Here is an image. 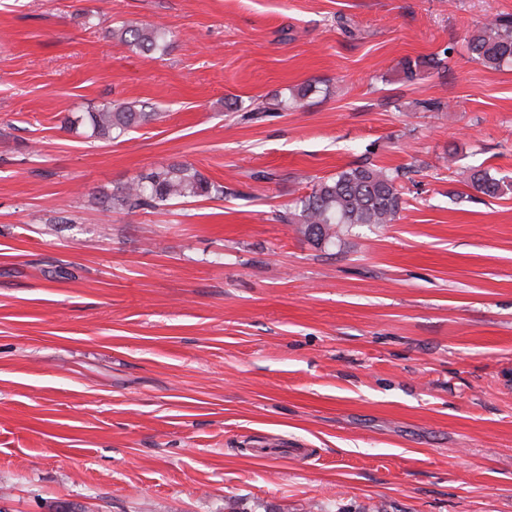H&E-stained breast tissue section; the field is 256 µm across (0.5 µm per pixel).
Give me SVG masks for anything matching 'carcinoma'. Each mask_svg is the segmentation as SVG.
<instances>
[{"instance_id": "1", "label": "carcinoma", "mask_w": 512, "mask_h": 512, "mask_svg": "<svg viewBox=\"0 0 512 512\" xmlns=\"http://www.w3.org/2000/svg\"><path fill=\"white\" fill-rule=\"evenodd\" d=\"M112 34L144 54L167 48V32L157 27H122ZM470 58L493 70L512 65V16L497 15L487 19L467 40ZM444 60L404 59L399 74L408 82L417 79L425 68L438 69ZM312 92L308 85L295 90L291 97L276 103L281 110H297L306 104ZM158 119V113L146 103L135 106L112 101L103 108L88 112L85 121L92 136L107 142L121 138L130 129ZM407 171L400 167L379 166L371 161L342 170L314 182L311 191L298 197L288 211L279 216L296 225V230L309 242L323 248L336 245L340 235L362 224H391L399 218ZM471 186L482 194L498 198L512 193V180L498 179L486 169H469ZM224 186L205 177L189 163L136 176L126 182L106 206L112 209L135 210L164 208L180 198H219Z\"/></svg>"}]
</instances>
